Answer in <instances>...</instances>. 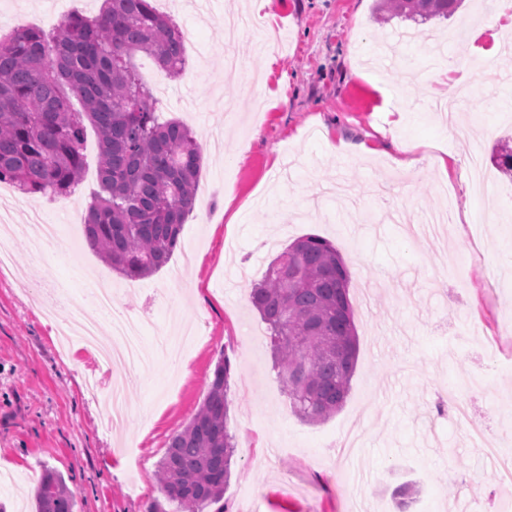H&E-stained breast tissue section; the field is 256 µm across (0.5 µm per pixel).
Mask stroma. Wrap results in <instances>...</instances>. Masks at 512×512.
<instances>
[{"label": "stroma", "instance_id": "1", "mask_svg": "<svg viewBox=\"0 0 512 512\" xmlns=\"http://www.w3.org/2000/svg\"><path fill=\"white\" fill-rule=\"evenodd\" d=\"M101 0H0L16 28L51 30L65 16L96 15ZM182 31V73L154 85L162 118L183 121L199 145V205L167 265L136 281L101 261L87 241L45 256L39 220L82 221L98 180V139L88 129L82 183L66 198L18 194L0 217V506L35 512L31 485L54 470L78 512H174L153 479L173 435L202 405L217 361L232 364L227 426L237 444L224 512H396L393 490L413 481L421 512H502L512 481L473 445L441 401L477 373L470 416L502 447L512 427V177L491 161L512 137V28L471 44L486 0H463L428 22L447 48L375 0H268V19L234 51L245 73L224 72V16L246 0L165 4ZM276 62L266 68L264 52ZM476 59L454 112H437L428 88L448 60ZM361 153L337 159L339 142ZM414 146V163L396 147ZM480 143L491 180L471 175ZM448 160L440 176L433 156ZM233 197H226V187ZM329 240L346 259L356 363L346 402L312 424L292 410L272 369L250 291L295 239ZM107 280L142 325L146 363L126 385L127 416L112 426L85 392L90 357L61 349L69 319L85 315V285ZM186 369H179V361ZM358 429L343 457V426ZM456 460L458 470L448 468ZM354 488L338 493L337 482Z\"/></svg>", "mask_w": 512, "mask_h": 512}]
</instances>
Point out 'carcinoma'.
Returning <instances> with one entry per match:
<instances>
[{"mask_svg":"<svg viewBox=\"0 0 512 512\" xmlns=\"http://www.w3.org/2000/svg\"><path fill=\"white\" fill-rule=\"evenodd\" d=\"M462 0H377L380 16L416 24L451 16ZM151 57L172 76L184 66L183 34L151 0H103L95 16L73 13L52 31L0 36V182L23 193L67 196L84 168L85 123L99 138L100 189L85 237L112 270L130 280L166 266L193 209L199 145L178 119L160 121L134 57ZM81 101L71 109L69 96ZM512 177V147L494 156ZM350 273L336 247L308 235L269 263L250 302L267 326L274 368L301 419L322 422L343 406L356 356ZM231 362H217L207 395L158 466L160 490L178 512H202L224 498L236 452L227 428ZM36 512H77L64 477L44 474Z\"/></svg>","mask_w":512,"mask_h":512,"instance_id":"obj_1","label":"carcinoma"}]
</instances>
